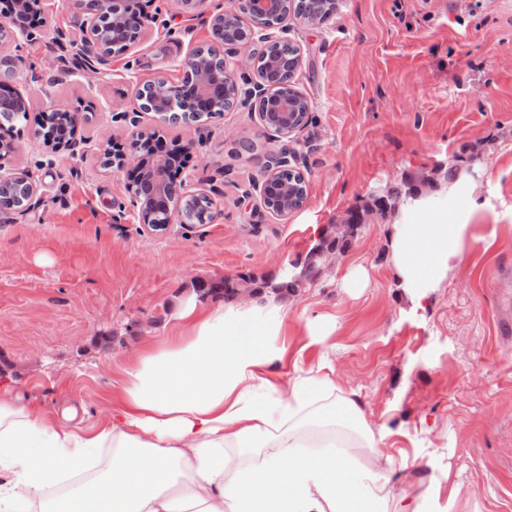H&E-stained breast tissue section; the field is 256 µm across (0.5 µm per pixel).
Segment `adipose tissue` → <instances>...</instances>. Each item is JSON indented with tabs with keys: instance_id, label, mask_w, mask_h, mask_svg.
Segmentation results:
<instances>
[{
	"instance_id": "1",
	"label": "adipose tissue",
	"mask_w": 512,
	"mask_h": 512,
	"mask_svg": "<svg viewBox=\"0 0 512 512\" xmlns=\"http://www.w3.org/2000/svg\"><path fill=\"white\" fill-rule=\"evenodd\" d=\"M461 224H396L400 286L422 305L464 246ZM288 315L275 293L233 305L192 294L185 335L128 370L117 407L76 425L47 421L0 387V512H429L391 485L385 430L321 369L287 388L265 376ZM357 435L361 458L342 451Z\"/></svg>"
}]
</instances>
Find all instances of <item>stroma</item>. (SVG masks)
<instances>
[{
    "mask_svg": "<svg viewBox=\"0 0 512 512\" xmlns=\"http://www.w3.org/2000/svg\"><path fill=\"white\" fill-rule=\"evenodd\" d=\"M143 5L144 34L97 74L77 63L66 0H40L31 30L0 16L11 30L0 57L14 60L30 115L6 134L5 169L35 187L29 206L0 210V384L48 419L73 405L82 426L97 425L127 370L183 331L175 313L189 283L277 277L371 194L410 176L441 179L454 163L447 196L364 213L347 251L289 292L286 352L266 374L284 387L297 369L330 364L343 396L387 430L396 493L430 496L445 512L453 483L472 491L474 512H512V338L501 328L512 319V0H338L325 25L289 18L273 36L301 52L295 87L310 102L308 123L285 138L240 105L165 127L189 155L185 194L208 196L214 219L162 230L145 224L126 171L103 167V152L155 127L137 89L181 83V61L210 45L212 15L232 2ZM86 101L94 110L75 151L35 135L48 106ZM284 148L307 196L277 215L263 205V165ZM445 221L466 225L464 252L412 307L395 278L392 225ZM360 268L368 280L353 297L344 285ZM315 320L331 329L321 345L306 337Z\"/></svg>",
    "mask_w": 512,
    "mask_h": 512,
    "instance_id": "obj_1",
    "label": "stroma"
}]
</instances>
